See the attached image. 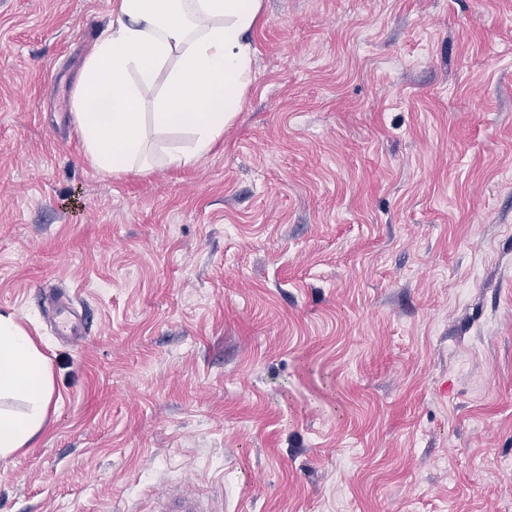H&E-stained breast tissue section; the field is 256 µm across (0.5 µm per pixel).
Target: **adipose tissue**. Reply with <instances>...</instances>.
Here are the masks:
<instances>
[{
	"label": "adipose tissue",
	"instance_id": "obj_1",
	"mask_svg": "<svg viewBox=\"0 0 512 512\" xmlns=\"http://www.w3.org/2000/svg\"><path fill=\"white\" fill-rule=\"evenodd\" d=\"M261 0H120L110 26L85 60L73 107L93 165L112 174L143 170L146 133L184 130L189 143L165 154L168 165L196 162L223 135L253 79L247 41ZM164 80L151 116L139 104ZM0 458L43 429L52 399L46 358L13 315L0 313Z\"/></svg>",
	"mask_w": 512,
	"mask_h": 512
}]
</instances>
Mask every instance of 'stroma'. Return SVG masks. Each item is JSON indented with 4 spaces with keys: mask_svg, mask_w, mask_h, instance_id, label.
Instances as JSON below:
<instances>
[{
    "mask_svg": "<svg viewBox=\"0 0 512 512\" xmlns=\"http://www.w3.org/2000/svg\"><path fill=\"white\" fill-rule=\"evenodd\" d=\"M117 5L0 0V312L53 383L0 512H512V0H263L212 151L119 176L70 95ZM54 310L53 323L56 336L68 337L74 342L82 340L83 320L77 317L69 296L58 294L52 298ZM165 499V500H164ZM156 512H213L207 508L198 498L189 493H176L163 498Z\"/></svg>",
    "mask_w": 512,
    "mask_h": 512,
    "instance_id": "1",
    "label": "stroma"
}]
</instances>
